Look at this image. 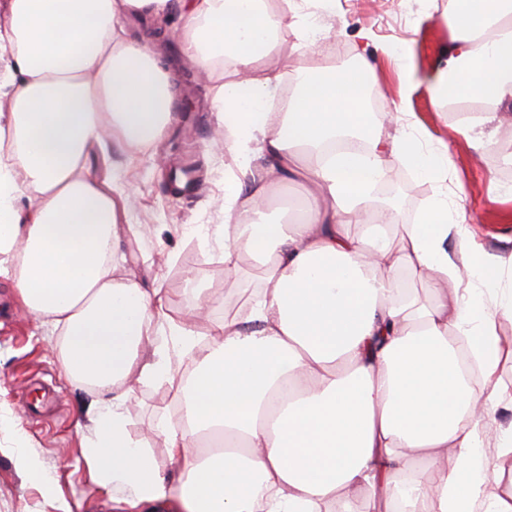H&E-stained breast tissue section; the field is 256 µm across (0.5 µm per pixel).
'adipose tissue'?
<instances>
[{"label": "adipose tissue", "mask_w": 512, "mask_h": 512, "mask_svg": "<svg viewBox=\"0 0 512 512\" xmlns=\"http://www.w3.org/2000/svg\"><path fill=\"white\" fill-rule=\"evenodd\" d=\"M175 8L181 53L233 76L214 98L235 117L224 147L244 160L224 188L235 218L224 269L238 274L243 251L262 271L253 301L209 342L195 332L212 303L205 289L176 320L158 290L115 276L118 201L89 168L107 138L146 146L175 122L174 67L121 26ZM8 12L0 260L28 313L59 329L63 375L96 398L87 457L100 487L124 490L128 512H354V492L363 512H512V493L490 488L483 452L504 398L495 375L512 356L496 317L512 314V257L479 247L440 196L400 240L390 236L396 214L370 184L394 164L434 180L449 158L413 134L389 137L369 116L366 48L336 68L322 35L298 23L292 48L315 64L299 66L284 110L269 112L279 76L268 61L287 40L290 0H8ZM448 14L452 43L428 92L439 104L479 95L494 122L512 103V0H451ZM343 129L366 133L370 150L312 163L311 148ZM299 174L310 185L302 221H269L268 184ZM21 193L32 202L23 215ZM413 281L429 284V301ZM455 336L480 384L460 385ZM176 360L193 365L191 379ZM137 383L182 394L179 419L155 429L177 478L130 428ZM207 431L223 432V452L197 451Z\"/></svg>", "instance_id": "1"}]
</instances>
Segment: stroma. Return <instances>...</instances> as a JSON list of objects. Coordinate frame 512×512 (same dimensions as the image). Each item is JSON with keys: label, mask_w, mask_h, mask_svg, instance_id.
Returning <instances> with one entry per match:
<instances>
[{"label": "stroma", "mask_w": 512, "mask_h": 512, "mask_svg": "<svg viewBox=\"0 0 512 512\" xmlns=\"http://www.w3.org/2000/svg\"><path fill=\"white\" fill-rule=\"evenodd\" d=\"M297 12L315 18L335 40L323 50L336 66L354 63V51L366 44L377 65L371 90L372 113L391 112L389 136L411 131L424 151L447 152L450 165L440 181L420 178L410 168L390 166L385 180L400 221L414 223L434 193L448 197L449 210L464 209L465 221L487 250L512 254V181L498 168L512 160V124L485 121L487 105L477 99L458 102L462 117L432 101L425 88L404 91L398 70L403 48L411 62L429 72L448 50L445 23L448 0H297ZM166 47L179 76L181 97L196 109L179 112L161 141L133 148L108 141L91 160V171L116 179L127 198L123 231L117 240L121 273H133L160 289L171 317H181L194 302L188 284L213 295L209 323L224 319V304L238 294L224 276V186L238 176V157L214 141L218 114L214 95L219 72L201 74L181 54L175 30ZM490 138L492 146L473 143ZM164 157L166 167L155 163ZM58 333L41 326L18 300L12 277L0 276V512H121L116 494L99 489L86 458L94 399L64 378L53 353ZM127 412L137 436L149 438L163 415L162 401L178 398L166 384H138ZM37 455L53 478L51 489L15 463L18 451Z\"/></svg>", "instance_id": "35a3bbf8"}]
</instances>
